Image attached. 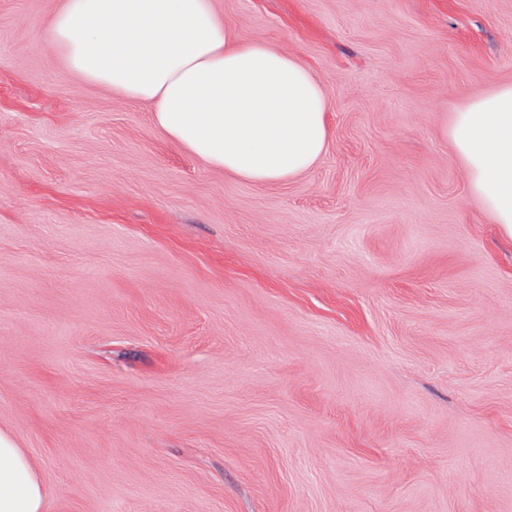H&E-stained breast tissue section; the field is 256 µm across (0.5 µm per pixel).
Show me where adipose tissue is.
I'll use <instances>...</instances> for the list:
<instances>
[{
	"instance_id": "adipose-tissue-1",
	"label": "adipose tissue",
	"mask_w": 512,
	"mask_h": 512,
	"mask_svg": "<svg viewBox=\"0 0 512 512\" xmlns=\"http://www.w3.org/2000/svg\"><path fill=\"white\" fill-rule=\"evenodd\" d=\"M50 51L67 73L148 102L155 127L254 185L295 180L328 146L326 91L296 56L233 40L213 0H61ZM448 138L472 197L512 237V84L461 105ZM45 486L0 431V512H44Z\"/></svg>"
}]
</instances>
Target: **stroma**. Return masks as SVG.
Masks as SVG:
<instances>
[{
    "instance_id": "obj_1",
    "label": "stroma",
    "mask_w": 512,
    "mask_h": 512,
    "mask_svg": "<svg viewBox=\"0 0 512 512\" xmlns=\"http://www.w3.org/2000/svg\"><path fill=\"white\" fill-rule=\"evenodd\" d=\"M58 2L0 0V429L46 512H512V238L447 135L512 0H214L328 94L267 186L66 73Z\"/></svg>"
}]
</instances>
